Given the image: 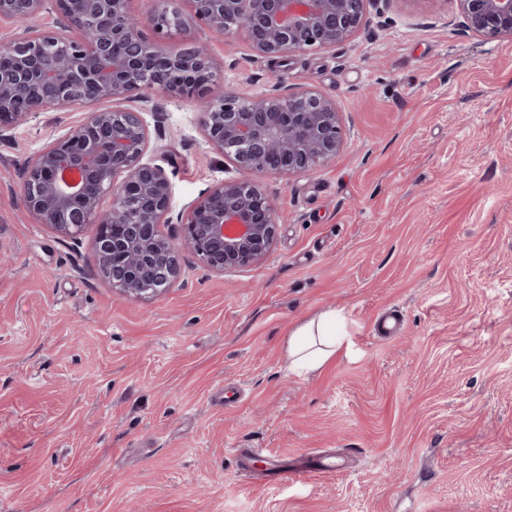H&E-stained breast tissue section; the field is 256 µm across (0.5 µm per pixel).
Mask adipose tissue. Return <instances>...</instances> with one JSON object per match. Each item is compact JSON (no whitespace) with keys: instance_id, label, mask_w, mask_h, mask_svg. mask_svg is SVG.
<instances>
[{"instance_id":"obj_1","label":"adipose tissue","mask_w":512,"mask_h":512,"mask_svg":"<svg viewBox=\"0 0 512 512\" xmlns=\"http://www.w3.org/2000/svg\"><path fill=\"white\" fill-rule=\"evenodd\" d=\"M335 310L329 309L295 325L288 336V368L302 374L322 368L343 348Z\"/></svg>"}]
</instances>
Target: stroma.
<instances>
[{"label": "stroma", "mask_w": 512, "mask_h": 512, "mask_svg": "<svg viewBox=\"0 0 512 512\" xmlns=\"http://www.w3.org/2000/svg\"><path fill=\"white\" fill-rule=\"evenodd\" d=\"M210 39L218 96L313 89L344 147L259 182L280 224L221 275L182 251L169 288L100 278L95 225L59 236L26 209L30 158L86 109L0 138V512H512V43L459 30L455 0H380L349 42L272 61ZM173 214L250 172L213 150L194 100L132 101ZM340 311L351 342L287 370L300 320ZM400 333L373 335L383 312ZM336 458L276 484L265 461Z\"/></svg>", "instance_id": "stroma-1"}]
</instances>
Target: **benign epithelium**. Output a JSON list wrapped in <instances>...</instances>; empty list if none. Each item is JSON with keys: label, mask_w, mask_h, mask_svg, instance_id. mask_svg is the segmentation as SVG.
<instances>
[{"label": "benign epithelium", "mask_w": 512, "mask_h": 512, "mask_svg": "<svg viewBox=\"0 0 512 512\" xmlns=\"http://www.w3.org/2000/svg\"><path fill=\"white\" fill-rule=\"evenodd\" d=\"M44 0H0V134L41 109H68L85 97L98 102L173 95L207 82L213 60L206 45L171 52L149 43L140 28L187 30L197 24L224 36L242 32L256 55L281 59L309 48L349 41L366 5L379 0H189V14L133 15L128 0H59L65 25L35 30L29 22ZM458 26L476 36L512 42V0H456ZM212 148L258 175L299 174L336 157L342 147L336 101L306 89L244 96L228 89L199 102ZM148 133L138 111L96 109L28 163L26 208L42 224L72 237L98 225L94 255L104 281L142 297L168 287L180 272L168 223L172 191L165 169L144 160ZM111 208L101 209L103 196ZM181 246L211 271L252 266L278 236L274 204L255 182H220L189 204L180 218Z\"/></svg>", "instance_id": "benign-epithelium-1"}]
</instances>
